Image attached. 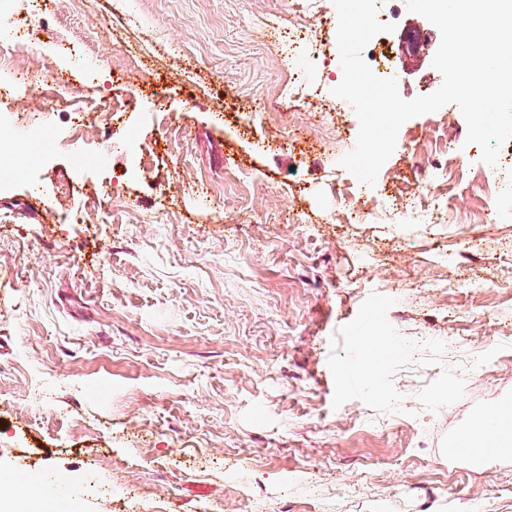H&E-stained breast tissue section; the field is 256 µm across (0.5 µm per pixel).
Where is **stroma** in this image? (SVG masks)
<instances>
[{"mask_svg":"<svg viewBox=\"0 0 512 512\" xmlns=\"http://www.w3.org/2000/svg\"><path fill=\"white\" fill-rule=\"evenodd\" d=\"M121 2L133 25L88 0L0 19L27 36L21 67L121 108L107 131L0 102L16 139L20 105L58 136L0 190V474L79 477L70 512H512V451L446 452L512 402V198L496 224L467 223L466 194L444 224L350 223L355 112L282 95L288 48L247 25L290 20L291 0ZM393 22L375 56L406 65L403 98L435 92L439 30ZM437 126L480 178L461 111L432 112L404 123L375 193L401 201L420 179L405 144ZM363 321L399 349L374 394L342 382L366 368Z\"/></svg>","mask_w":512,"mask_h":512,"instance_id":"stroma-1","label":"stroma"}]
</instances>
